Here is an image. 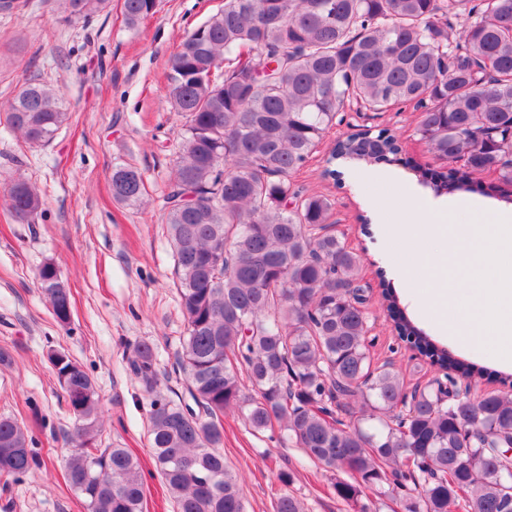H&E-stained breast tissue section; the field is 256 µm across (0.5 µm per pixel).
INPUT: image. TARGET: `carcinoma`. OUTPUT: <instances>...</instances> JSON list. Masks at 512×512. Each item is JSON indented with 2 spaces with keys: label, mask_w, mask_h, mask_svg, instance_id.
<instances>
[{
  "label": "carcinoma",
  "mask_w": 512,
  "mask_h": 512,
  "mask_svg": "<svg viewBox=\"0 0 512 512\" xmlns=\"http://www.w3.org/2000/svg\"><path fill=\"white\" fill-rule=\"evenodd\" d=\"M62 2L67 20L88 22L110 0ZM158 5L122 0L124 25L138 29ZM167 69L169 104L185 122L163 209L187 322L177 367L194 405L160 395L152 344L136 346L131 367L150 398L154 463L176 512H245L221 449L224 412L233 409L254 433L276 425L282 444L346 473L332 488L360 512H377L387 497L399 512H512L508 460L496 452L512 444V375L499 377L505 391L470 398L457 379L486 370L403 315L381 271L394 331L443 373L448 391L429 385L409 395L398 370L371 369L358 295L363 252L336 235L334 202L292 180L345 108L409 104L415 134L442 166L405 163L431 191L468 190L491 169L512 185V0H224ZM70 119L37 78L0 112V124L29 146L51 142ZM401 153L388 128L353 133L329 148L324 174L338 184L352 161ZM111 190L117 204H148L131 165L112 167ZM6 197L21 224L44 206L23 176ZM35 279L68 323L71 293L55 264ZM50 362L74 418L70 489L85 512H144L137 458L99 447L95 381L64 352ZM38 464L25 428L0 416V476L18 479ZM274 508L304 512L288 492Z\"/></svg>",
  "instance_id": "carcinoma-1"
}]
</instances>
